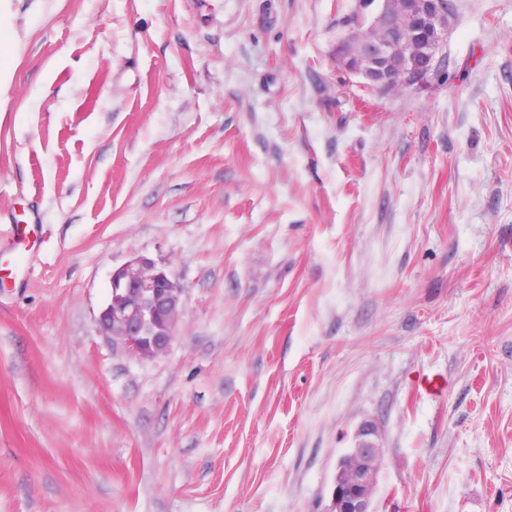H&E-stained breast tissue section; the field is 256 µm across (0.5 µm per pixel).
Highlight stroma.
Instances as JSON below:
<instances>
[{
  "instance_id": "stroma-1",
  "label": "stroma",
  "mask_w": 512,
  "mask_h": 512,
  "mask_svg": "<svg viewBox=\"0 0 512 512\" xmlns=\"http://www.w3.org/2000/svg\"><path fill=\"white\" fill-rule=\"evenodd\" d=\"M450 3L380 91L358 0H9L0 512H325L366 420L374 512H512V0ZM136 255L152 360L96 327ZM185 287L163 266L139 255L112 270L110 296L96 324L102 336L139 359L167 352L180 321Z\"/></svg>"
}]
</instances>
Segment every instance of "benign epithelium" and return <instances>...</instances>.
Returning a JSON list of instances; mask_svg holds the SVG:
<instances>
[{"label": "benign epithelium", "mask_w": 512, "mask_h": 512, "mask_svg": "<svg viewBox=\"0 0 512 512\" xmlns=\"http://www.w3.org/2000/svg\"><path fill=\"white\" fill-rule=\"evenodd\" d=\"M359 30L340 47L346 70L373 87H422L445 78L439 52L448 36L449 0H360ZM185 287L163 266L139 255L112 270L110 296L100 311L98 332L143 360L167 352L180 321ZM365 423L349 459L339 461L328 512H373L375 457L382 449Z\"/></svg>", "instance_id": "obj_1"}]
</instances>
